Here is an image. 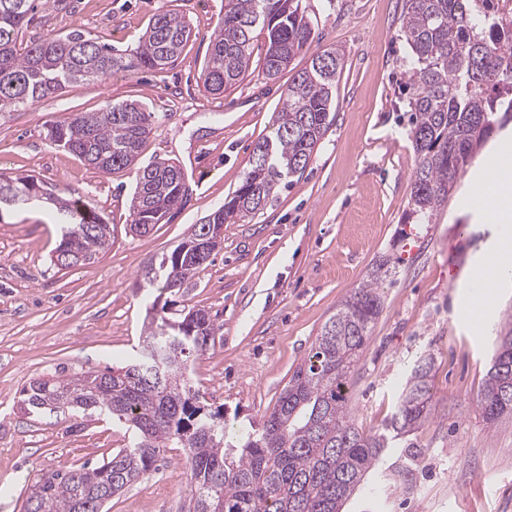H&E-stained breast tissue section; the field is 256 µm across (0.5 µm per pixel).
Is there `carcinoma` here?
I'll list each match as a JSON object with an SVG mask.
<instances>
[{
	"label": "carcinoma",
	"mask_w": 512,
	"mask_h": 512,
	"mask_svg": "<svg viewBox=\"0 0 512 512\" xmlns=\"http://www.w3.org/2000/svg\"><path fill=\"white\" fill-rule=\"evenodd\" d=\"M35 0H0V120L29 109L68 85L107 80L117 71L159 69L173 62L191 28L170 10L155 14L132 54L113 53L82 33L47 35L19 47ZM265 33L262 69L275 79L314 39L302 0H227L211 37L203 86L222 94L244 79L255 31ZM402 38L411 49L406 90L409 132L417 163L411 179L413 224H431L458 177L490 137L497 114L512 112V10L499 0H404ZM342 68L334 49L312 54L310 67L292 77L272 136L257 141L233 197L170 253L148 262L136 287L157 283L178 293L205 261L196 243H221L224 224L263 209L281 180L305 171L335 119L333 88ZM153 116L131 101L97 112H76L47 128L46 139L85 164L110 173L135 164L152 131ZM16 204L53 207L64 233L51 262L71 268L112 245V229L92 206L58 183L0 173V192ZM187 175L169 161L139 170L130 200L131 225L148 234L169 222L189 197ZM391 260L372 268L324 324L309 353L283 388L260 428L240 447L224 445V414L199 405L187 379L190 358L204 352L216 326L203 309L183 307L174 317L148 316L144 341L153 344L122 366L75 378L51 376L22 390V405L39 414L60 405L124 422L132 441L100 465L56 473L35 485L25 512H103L112 497L144 478L165 448L187 453L189 495L181 512H341L382 462L391 443L419 429L432 414L433 359L412 368L383 431L359 429L348 411L352 371L383 312L380 284ZM476 404L492 425L512 415V321L503 324Z\"/></svg>",
	"instance_id": "obj_1"
}]
</instances>
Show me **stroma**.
I'll list each match as a JSON object with an SVG mask.
<instances>
[{"label": "stroma", "instance_id": "1", "mask_svg": "<svg viewBox=\"0 0 512 512\" xmlns=\"http://www.w3.org/2000/svg\"><path fill=\"white\" fill-rule=\"evenodd\" d=\"M225 0H51L38 7L26 40L74 30L119 54L134 53L158 11L182 12L192 35L160 70L119 71L84 81L0 121V172L33 174L67 186L112 226V246L93 262H50L60 230L48 208L0 210V512H24L37 482L95 466L126 447L119 422L71 411L26 414L21 391L35 379L101 371L140 348L154 300L205 309L214 344L191 359L201 402L222 407L226 437L258 425L273 407L325 322L381 256L399 261L384 285V309L348 389L363 431L382 430L420 357L433 355L434 412L391 448L343 512H512V418L486 424L476 395L496 338L512 316V284L488 294L486 322L470 330L468 259L497 250L499 225L471 200L486 160L512 143V114L500 117L458 179L435 223H405L416 154L408 138L403 84L410 49L400 36L403 0H305L314 22L311 50L289 71L265 78L263 32L254 65L224 94L205 91L202 65ZM337 49L336 120L303 174L281 183L263 210L223 228L222 245L176 295L133 283L150 260L170 252L239 187L254 144L270 136L292 72L312 50ZM141 103L153 130L136 168L105 174L46 138L49 124L116 102ZM169 159L190 186L185 207L144 236L130 230L136 169ZM459 270L448 278L449 266ZM186 455L161 454L154 470L112 499L108 512H179L187 495Z\"/></svg>", "mask_w": 512, "mask_h": 512}]
</instances>
